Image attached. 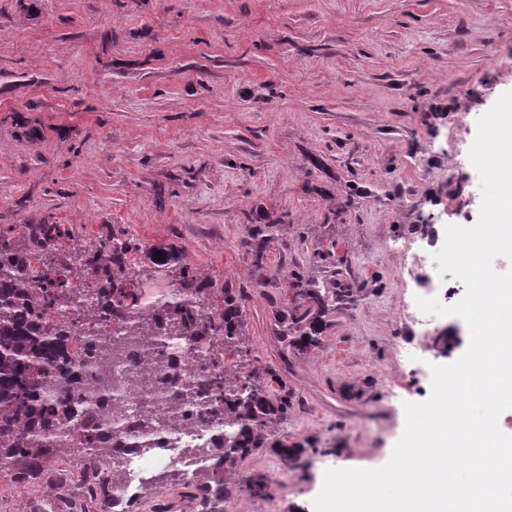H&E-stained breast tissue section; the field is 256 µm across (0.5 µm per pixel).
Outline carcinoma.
Masks as SVG:
<instances>
[{
    "mask_svg": "<svg viewBox=\"0 0 512 512\" xmlns=\"http://www.w3.org/2000/svg\"><path fill=\"white\" fill-rule=\"evenodd\" d=\"M282 221L252 227V260L260 265L265 247L280 231ZM34 242L45 253L40 269L30 264L28 250L15 239L0 232V464L16 471L17 481L37 488L49 480L70 491L74 499L92 512H107L101 501H85L89 484H101L103 466L108 463L107 449L112 431L103 427L96 415L97 400L88 393L94 380L95 361L100 340L94 326L108 322L127 325V335H163L158 342L134 348L112 370L113 378L136 371L144 362L163 358L166 343L185 339L202 343L212 336L222 337L223 346L200 350V377L195 382L201 397L200 419L224 420V449L207 463L205 479L214 491L197 490L201 512H224V498L231 488L224 472L257 448L269 447L262 428L288 417L291 395L283 391L268 397L261 369L245 342V315L239 288H216L199 270L182 261L172 246L146 248L139 239L122 228L112 235L100 236L81 250L78 259L94 276L91 288H70L56 274L54 259L70 233L63 224H36ZM336 245L318 248L312 263L323 269L328 284L296 267L288 274L291 295L278 317V335L288 347L305 351L318 346L329 328L328 317L358 301L361 289L347 277V269L335 255ZM143 252L151 263L152 276H163L176 266L179 275L172 286L178 297L145 306L140 302V277L126 272L131 255ZM65 302L83 315L90 326L87 335L76 334V324L65 329L42 325L48 312ZM82 342L85 354L69 356L72 340ZM239 363L232 379L224 376L225 356ZM161 394L155 396L158 414L165 404H176L184 396L178 379L160 377ZM81 422L74 435L88 478L73 484L62 469L53 473L43 460L56 451L54 436L59 427Z\"/></svg>",
    "mask_w": 512,
    "mask_h": 512,
    "instance_id": "1",
    "label": "carcinoma"
}]
</instances>
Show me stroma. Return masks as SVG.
I'll return each instance as SVG.
<instances>
[{"label": "stroma", "instance_id": "35a3bbf8", "mask_svg": "<svg viewBox=\"0 0 512 512\" xmlns=\"http://www.w3.org/2000/svg\"><path fill=\"white\" fill-rule=\"evenodd\" d=\"M509 90L512 0H0V231L122 227L243 289L267 393L294 397L271 436L302 453L238 462L224 512H313L327 469L389 460L404 402L469 345L444 316L449 352L400 356L405 267L427 214L476 223L468 152ZM278 219L253 264L251 226ZM331 243L360 298L289 351L288 272Z\"/></svg>", "mask_w": 512, "mask_h": 512}]
</instances>
